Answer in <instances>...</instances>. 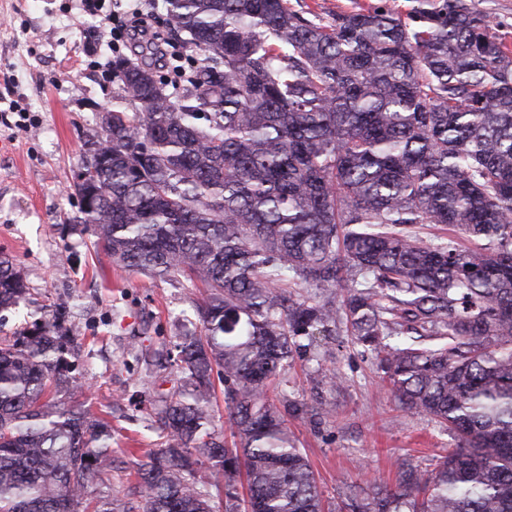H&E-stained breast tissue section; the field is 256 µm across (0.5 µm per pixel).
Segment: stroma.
<instances>
[{"mask_svg":"<svg viewBox=\"0 0 512 512\" xmlns=\"http://www.w3.org/2000/svg\"><path fill=\"white\" fill-rule=\"evenodd\" d=\"M125 0H104L101 11H80L75 0H0V252L11 256L28 292L6 312L0 336L61 306L63 329L76 339V373L89 403L112 426V483L93 494L126 502L135 472L161 446L152 409L176 381L170 362L147 366V354L172 348L178 336L199 331L202 284L161 282L117 266L91 236L72 231L79 211L73 184L86 143L102 112L125 108L106 66L116 56L139 62L135 41L110 49V28L127 20ZM149 35L167 54L150 64L166 77L165 90L181 95L176 66L192 51L167 29L165 0H148ZM342 379L326 399L332 416L315 424L289 419L326 503L348 488L371 493L395 484L394 463L423 467L446 455L456 441L428 416L402 418L384 390L369 353L330 336L319 339L288 367L290 400L314 405L317 366Z\"/></svg>","mask_w":512,"mask_h":512,"instance_id":"stroma-1","label":"stroma"}]
</instances>
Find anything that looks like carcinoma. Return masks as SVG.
Masks as SVG:
<instances>
[{"label":"carcinoma","mask_w":512,"mask_h":512,"mask_svg":"<svg viewBox=\"0 0 512 512\" xmlns=\"http://www.w3.org/2000/svg\"><path fill=\"white\" fill-rule=\"evenodd\" d=\"M202 55L171 99L112 61L133 111L100 125L74 184L73 229L112 262L199 280L203 335L177 345L162 447L141 501L109 479V422L83 391L61 310L0 337V512H512V47L470 0H378L325 17L290 0H165ZM417 224L456 234L426 242ZM27 293L0 253V311ZM374 355L406 416L448 428L433 468L402 459L392 489L327 509L274 398L317 335ZM224 377L232 445L212 426ZM248 499L239 510L240 478Z\"/></svg>","instance_id":"obj_1"}]
</instances>
